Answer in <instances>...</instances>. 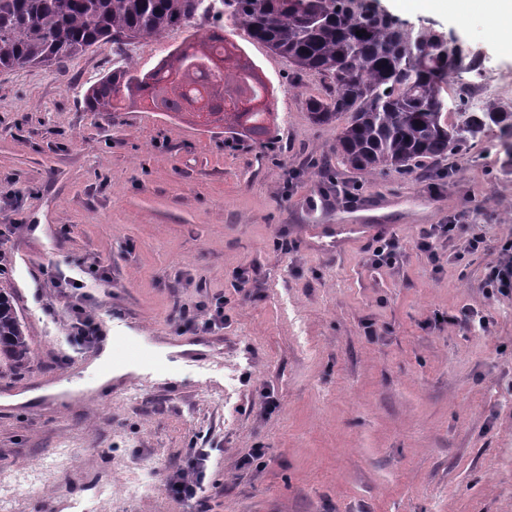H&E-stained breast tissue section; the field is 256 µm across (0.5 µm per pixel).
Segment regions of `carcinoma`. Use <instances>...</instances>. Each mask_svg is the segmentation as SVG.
Wrapping results in <instances>:
<instances>
[{"label": "carcinoma", "mask_w": 512, "mask_h": 512, "mask_svg": "<svg viewBox=\"0 0 512 512\" xmlns=\"http://www.w3.org/2000/svg\"><path fill=\"white\" fill-rule=\"evenodd\" d=\"M216 3L231 9L255 40L320 79L326 96L309 100L307 109L314 123L336 124L342 165L365 175L429 173L487 126L499 125L504 112L511 122L501 133L512 162V110L494 101L471 108L462 85L449 95L452 76L467 69L463 49L443 58L441 33L416 32L368 0H0V68L59 66L104 39L134 42L196 15L218 16ZM226 52L224 34L212 31L147 76L127 61L88 89L87 107L116 112L122 96L180 115L202 102L225 128L262 141L271 134L272 113L241 112L237 105L264 98L268 88L245 65L232 71L206 65ZM29 353L24 322L10 296L0 294V366L18 368Z\"/></svg>", "instance_id": "cac0c4a2"}]
</instances>
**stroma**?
<instances>
[{
	"mask_svg": "<svg viewBox=\"0 0 512 512\" xmlns=\"http://www.w3.org/2000/svg\"><path fill=\"white\" fill-rule=\"evenodd\" d=\"M379 6L453 36L512 105V49L483 15ZM215 25L268 86V140L143 105L87 110L117 66L148 72ZM325 94L228 13L103 40L60 69H0V291L30 344L0 368V512H512V295L484 286L512 238L500 133L449 154L444 176H366L337 158L335 126L311 121ZM433 224L456 231L421 250ZM380 235L395 265H372ZM78 296L100 340L75 349ZM218 304L223 325L201 329ZM107 338L119 360L132 343L203 349L79 404L9 403L83 378ZM59 448L73 464L12 481ZM193 464L199 499L169 496Z\"/></svg>",
	"mask_w": 512,
	"mask_h": 512,
	"instance_id": "35a3bbf8",
	"label": "stroma"
}]
</instances>
